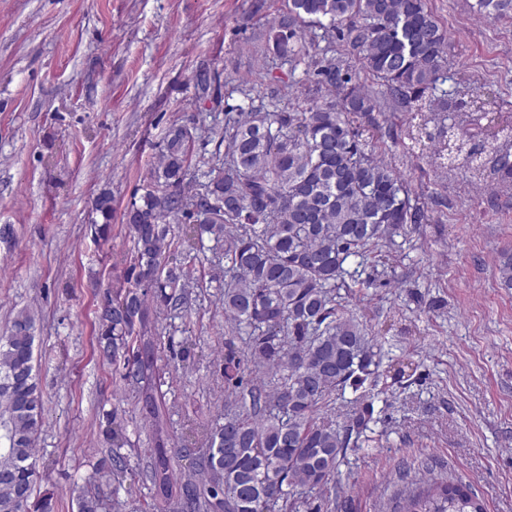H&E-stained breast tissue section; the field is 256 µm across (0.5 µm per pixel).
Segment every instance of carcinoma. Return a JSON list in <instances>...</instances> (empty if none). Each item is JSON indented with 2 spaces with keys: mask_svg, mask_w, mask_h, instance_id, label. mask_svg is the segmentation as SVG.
<instances>
[{
  "mask_svg": "<svg viewBox=\"0 0 512 512\" xmlns=\"http://www.w3.org/2000/svg\"><path fill=\"white\" fill-rule=\"evenodd\" d=\"M486 18H512V0H476ZM325 31L323 65L317 82L340 94L339 101L306 98L273 112L227 106L220 143L224 152L200 160L208 181L185 191L192 163L193 131L169 128L160 160L143 193L124 214L134 252L123 285L107 292L100 316V357L123 355L122 378L139 386L155 447L148 471L151 509L177 498L184 512H322L314 493L327 487L349 448L362 436L361 414L338 427L317 418L333 393L358 388L369 375L374 337L336 303L345 285V262L368 257L393 244L406 224L425 212L411 205L404 179L375 155L374 135L360 119L397 104L408 112L411 147L422 143L427 125L448 118V100H434L447 33L427 0H287L271 28L273 49L292 61L303 52L302 25ZM346 43L366 72L384 87L361 88L355 73L330 55ZM463 106L452 139L431 155L439 167L462 158L472 181L492 177L512 186V158L496 165L488 158L512 152V115L505 103L469 78L455 81ZM94 209L108 234L112 194L101 192ZM182 234H172L173 225ZM224 245V318L248 329L243 351L224 356V419L197 422L186 443L166 445V403L159 393L158 342L148 334L150 302L173 310L187 307L186 281L163 275L166 257L197 251L203 235ZM499 281L512 289V251L501 254ZM36 319L29 309L15 316L0 336V512H54L53 493L34 504L17 500L24 486L34 496L35 441L43 425V400L34 366ZM264 370L270 389L258 383ZM107 440L111 475L127 470L122 449L131 446L127 424L110 415ZM188 458L201 479L179 481L172 457ZM400 512H484L470 486L422 477L398 496ZM101 482L80 488L77 512H103Z\"/></svg>",
  "mask_w": 512,
  "mask_h": 512,
  "instance_id": "1",
  "label": "carcinoma"
}]
</instances>
